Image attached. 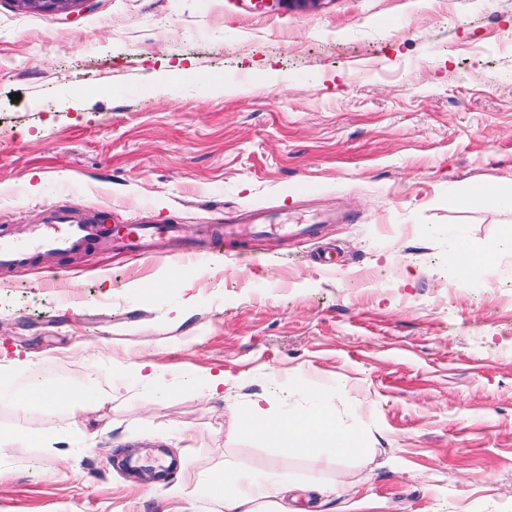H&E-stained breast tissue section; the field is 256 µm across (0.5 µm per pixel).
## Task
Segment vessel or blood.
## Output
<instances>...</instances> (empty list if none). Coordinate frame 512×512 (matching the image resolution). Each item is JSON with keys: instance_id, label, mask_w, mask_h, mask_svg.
<instances>
[{"instance_id": "b4317fda", "label": "vessel or blood", "mask_w": 512, "mask_h": 512, "mask_svg": "<svg viewBox=\"0 0 512 512\" xmlns=\"http://www.w3.org/2000/svg\"><path fill=\"white\" fill-rule=\"evenodd\" d=\"M315 224H267L263 211H255L250 223H228L224 226L226 244L246 248L251 242L277 231L291 238H308L317 234ZM176 224H120L106 229L97 224L56 223L43 225L32 234L37 248L19 241L16 232L0 230V269L10 270L31 260L35 250L67 254L76 250L94 249L101 252L118 251L132 257L146 256L159 251L163 241L179 233Z\"/></svg>"}]
</instances>
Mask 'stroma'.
Listing matches in <instances>:
<instances>
[{
    "label": "stroma",
    "mask_w": 512,
    "mask_h": 512,
    "mask_svg": "<svg viewBox=\"0 0 512 512\" xmlns=\"http://www.w3.org/2000/svg\"><path fill=\"white\" fill-rule=\"evenodd\" d=\"M472 187L512 195V0H0V227H181L165 257L0 274L13 390L106 389L0 399V512H224L227 470L291 512H512V209ZM253 208L319 234L236 258L224 218ZM260 398L325 407L362 453L242 434ZM14 399L21 408H26L32 403L51 407L58 400H64L70 407H73L81 401L82 393L67 386L47 387L40 382H33L20 394L15 395Z\"/></svg>",
    "instance_id": "35a3bbf8"
}]
</instances>
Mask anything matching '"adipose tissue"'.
Listing matches in <instances>:
<instances>
[{
	"mask_svg": "<svg viewBox=\"0 0 512 512\" xmlns=\"http://www.w3.org/2000/svg\"><path fill=\"white\" fill-rule=\"evenodd\" d=\"M256 420L245 423L241 431L247 435H259L287 451L306 454L311 448H329L341 454H356L361 450L360 440L338 429L332 417L324 411H316L284 422L273 415L271 409L256 406ZM238 477L225 474L211 484V495L222 502L224 512H265L267 492L260 487L244 489L238 485Z\"/></svg>",
	"mask_w": 512,
	"mask_h": 512,
	"instance_id": "adipose-tissue-1",
	"label": "adipose tissue"
}]
</instances>
